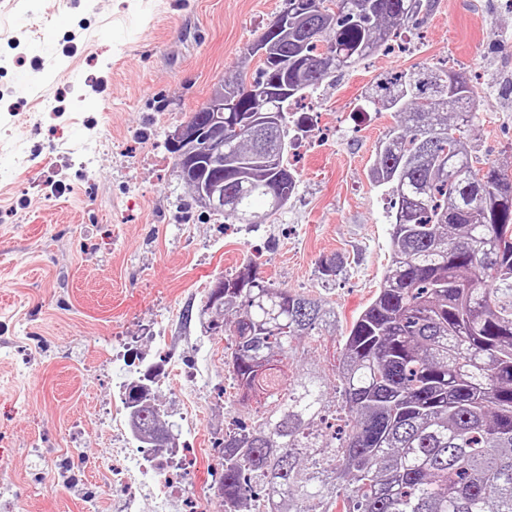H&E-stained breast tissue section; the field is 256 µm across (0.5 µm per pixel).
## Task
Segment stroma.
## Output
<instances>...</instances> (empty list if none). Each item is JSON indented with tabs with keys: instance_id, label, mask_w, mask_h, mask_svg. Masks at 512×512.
<instances>
[{
	"instance_id": "stroma-1",
	"label": "stroma",
	"mask_w": 512,
	"mask_h": 512,
	"mask_svg": "<svg viewBox=\"0 0 512 512\" xmlns=\"http://www.w3.org/2000/svg\"><path fill=\"white\" fill-rule=\"evenodd\" d=\"M285 0H0V512H124L103 490L123 466L106 444L128 363L178 359L155 396L188 448L202 512L222 471L224 337L199 312L249 259L281 287L336 309V332L390 260L388 200L367 177L391 113L356 105L391 71L445 64L472 76L465 141L512 163V8L436 0L404 50L375 52L304 99L313 122L288 159L298 192L263 224L223 223L176 185L167 137L222 82ZM28 161L15 166L17 152ZM343 261L332 280L322 261Z\"/></svg>"
}]
</instances>
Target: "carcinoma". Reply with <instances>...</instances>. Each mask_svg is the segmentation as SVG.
I'll list each match as a JSON object with an SVG mask.
<instances>
[{"instance_id":"cac0c4a2","label":"carcinoma","mask_w":512,"mask_h":512,"mask_svg":"<svg viewBox=\"0 0 512 512\" xmlns=\"http://www.w3.org/2000/svg\"><path fill=\"white\" fill-rule=\"evenodd\" d=\"M422 0H301L279 13L288 39L258 73L224 82L234 91L224 118V180L231 208L211 215L263 224L295 193L288 163L289 114L266 88L335 45V71L355 66L412 18ZM445 65L378 78L363 111H391L396 126L379 142L369 177L386 186L394 217L391 263L371 301L341 337L336 389L311 367L288 368L304 337L336 324V311L262 277L245 278L250 260L224 276V303L213 292L199 312L205 332L231 340L224 368L255 424L224 432V512H239L257 489L267 512H512V174L477 166L462 129L475 118L476 93ZM143 371L123 385L138 402L142 436L172 434L165 410L143 386Z\"/></svg>"}]
</instances>
